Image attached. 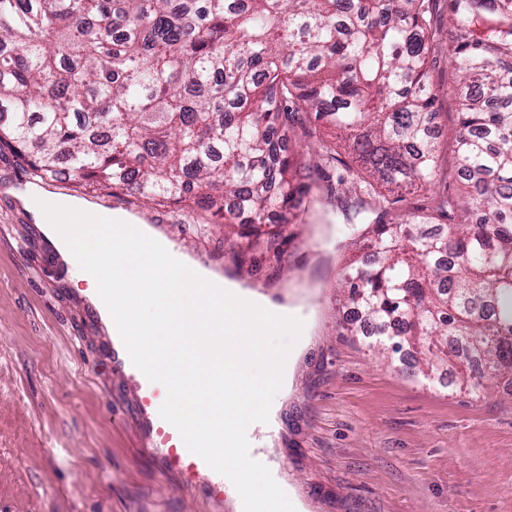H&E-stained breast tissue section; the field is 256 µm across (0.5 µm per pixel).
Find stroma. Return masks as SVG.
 I'll list each match as a JSON object with an SVG mask.
<instances>
[{
	"instance_id": "1",
	"label": "stroma",
	"mask_w": 512,
	"mask_h": 512,
	"mask_svg": "<svg viewBox=\"0 0 512 512\" xmlns=\"http://www.w3.org/2000/svg\"><path fill=\"white\" fill-rule=\"evenodd\" d=\"M440 162L448 193L457 103L447 57L431 70ZM24 175L0 151V512H237L194 488L189 474H161L140 448L136 399L115 376L105 333L81 299L82 283L48 259L44 234L17 199ZM146 224L171 225L181 249L234 265L223 218L202 221L126 191L101 198ZM313 227L291 225L279 257H255L246 279L272 290H322L302 313L308 344L280 411L271 458L298 512H512V398L460 389L395 367L345 316L337 285L347 273L333 245L353 246L358 223L322 198Z\"/></svg>"
}]
</instances>
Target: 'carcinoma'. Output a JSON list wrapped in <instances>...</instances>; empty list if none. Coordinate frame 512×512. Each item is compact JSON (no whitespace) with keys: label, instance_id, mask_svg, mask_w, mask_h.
Returning <instances> with one entry per match:
<instances>
[{"label":"carcinoma","instance_id":"carcinoma-1","mask_svg":"<svg viewBox=\"0 0 512 512\" xmlns=\"http://www.w3.org/2000/svg\"><path fill=\"white\" fill-rule=\"evenodd\" d=\"M433 0H0V150L43 186L66 154L89 196L253 227L240 260L270 251L258 224H305L312 168L338 163L380 259L344 278L372 348L408 350L435 379L475 359L470 390L512 385V0H448V94L458 102L448 195L431 80ZM321 144L283 153L297 112ZM422 191L400 219L394 189ZM448 256V264L440 258Z\"/></svg>","mask_w":512,"mask_h":512}]
</instances>
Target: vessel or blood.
Instances as JSON below:
<instances>
[{
	"instance_id": "vessel-or-blood-1",
	"label": "vessel or blood",
	"mask_w": 512,
	"mask_h": 512,
	"mask_svg": "<svg viewBox=\"0 0 512 512\" xmlns=\"http://www.w3.org/2000/svg\"><path fill=\"white\" fill-rule=\"evenodd\" d=\"M107 333L112 367L117 374L131 382L135 391L138 429L144 452L157 459L161 472H189L215 499H222L223 475L191 453L177 429L160 417L159 408L165 400L163 385L148 381L133 365L117 328L108 327Z\"/></svg>"
}]
</instances>
